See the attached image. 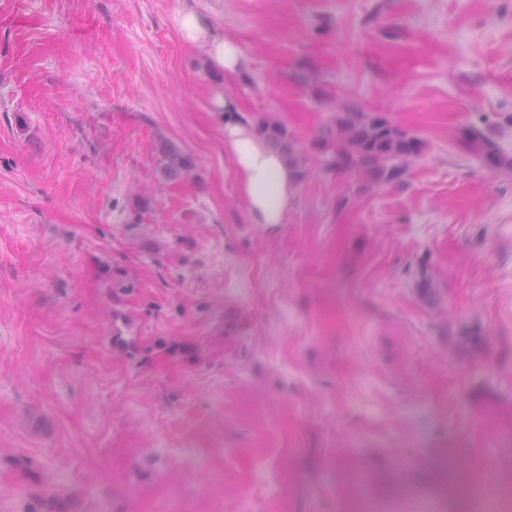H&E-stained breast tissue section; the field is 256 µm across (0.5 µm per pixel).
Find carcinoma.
I'll return each instance as SVG.
<instances>
[{
	"mask_svg": "<svg viewBox=\"0 0 512 512\" xmlns=\"http://www.w3.org/2000/svg\"><path fill=\"white\" fill-rule=\"evenodd\" d=\"M256 129L282 155L296 179L302 180L309 174L305 154L285 125L260 121ZM459 144L485 165L512 170V159L503 155L491 137L475 126L464 129ZM319 149L325 154V170L363 175L383 185L404 182L409 163L421 152L422 142L380 114L342 107L332 127L319 140ZM158 153V171L165 181L178 180L194 167L191 155L172 141H161Z\"/></svg>",
	"mask_w": 512,
	"mask_h": 512,
	"instance_id": "obj_1",
	"label": "carcinoma"
}]
</instances>
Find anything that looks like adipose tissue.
<instances>
[{
	"label": "adipose tissue",
	"mask_w": 512,
	"mask_h": 512,
	"mask_svg": "<svg viewBox=\"0 0 512 512\" xmlns=\"http://www.w3.org/2000/svg\"><path fill=\"white\" fill-rule=\"evenodd\" d=\"M178 26L183 38L202 50L213 72H241L240 48L224 39L206 18L186 11L180 14ZM215 104L224 114V151L232 161L252 223H283L297 187L293 171L268 146L237 101L220 96Z\"/></svg>",
	"instance_id": "obj_1"
}]
</instances>
